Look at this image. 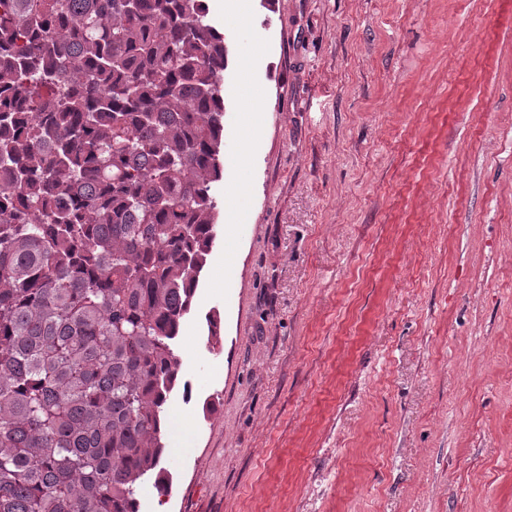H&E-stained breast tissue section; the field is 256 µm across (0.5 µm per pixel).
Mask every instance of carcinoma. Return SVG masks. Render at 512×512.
I'll list each match as a JSON object with an SVG mask.
<instances>
[{"label":"carcinoma","instance_id":"carcinoma-1","mask_svg":"<svg viewBox=\"0 0 512 512\" xmlns=\"http://www.w3.org/2000/svg\"><path fill=\"white\" fill-rule=\"evenodd\" d=\"M227 63L205 0H0V512L168 495Z\"/></svg>","mask_w":512,"mask_h":512}]
</instances>
